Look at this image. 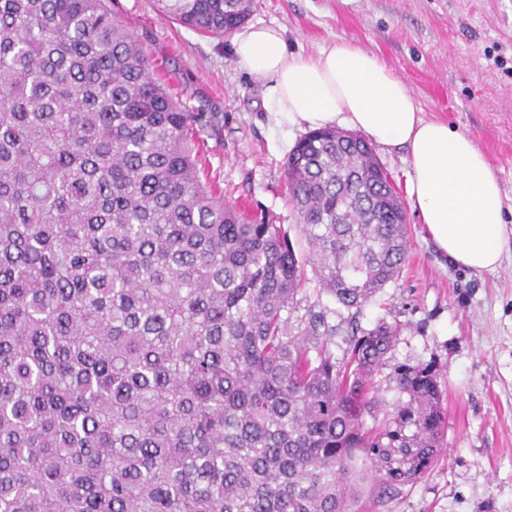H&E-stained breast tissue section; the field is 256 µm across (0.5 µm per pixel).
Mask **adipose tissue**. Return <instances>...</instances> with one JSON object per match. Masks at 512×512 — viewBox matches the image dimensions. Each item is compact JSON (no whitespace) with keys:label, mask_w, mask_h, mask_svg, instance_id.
<instances>
[{"label":"adipose tissue","mask_w":512,"mask_h":512,"mask_svg":"<svg viewBox=\"0 0 512 512\" xmlns=\"http://www.w3.org/2000/svg\"><path fill=\"white\" fill-rule=\"evenodd\" d=\"M236 63L270 80L279 113L318 129L343 125L405 149L406 191L439 251L477 272L500 266L506 235L499 180L473 138L427 119L402 78L361 45L339 41L318 55L289 51L277 26L249 25L232 39Z\"/></svg>","instance_id":"obj_1"}]
</instances>
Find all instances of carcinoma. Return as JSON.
<instances>
[{
	"instance_id": "1",
	"label": "carcinoma",
	"mask_w": 512,
	"mask_h": 512,
	"mask_svg": "<svg viewBox=\"0 0 512 512\" xmlns=\"http://www.w3.org/2000/svg\"><path fill=\"white\" fill-rule=\"evenodd\" d=\"M229 35L256 0H157ZM104 0H0V512H352L358 460L423 478L446 416L433 362L374 378L398 334L325 311L288 328L303 266L281 226L201 181L193 135ZM284 173L320 288L355 312L408 228L368 140L315 129Z\"/></svg>"
}]
</instances>
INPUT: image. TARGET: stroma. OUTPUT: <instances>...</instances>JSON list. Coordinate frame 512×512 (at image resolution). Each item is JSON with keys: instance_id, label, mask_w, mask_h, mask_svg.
I'll return each mask as SVG.
<instances>
[{"instance_id": "1", "label": "stroma", "mask_w": 512, "mask_h": 512, "mask_svg": "<svg viewBox=\"0 0 512 512\" xmlns=\"http://www.w3.org/2000/svg\"><path fill=\"white\" fill-rule=\"evenodd\" d=\"M115 20L144 48L151 72L172 99L213 114L200 134L208 180L226 204L286 230L305 252L288 200L284 163L305 126L269 107V80L235 63L230 37L201 34L161 13L155 0H110ZM251 23L281 26L288 48L307 56L346 40L382 57L405 81L428 119L468 133L502 187L507 243L500 267L475 272L452 264L428 236L411 200L404 150H372L403 199L409 230L396 282L364 306L362 327L378 320L399 335L376 376L393 401L398 365L435 362L447 414L444 447L416 483L380 495L366 480L355 512H512V0H257ZM290 318L328 310L335 353L346 348L351 316L307 280Z\"/></svg>"}]
</instances>
